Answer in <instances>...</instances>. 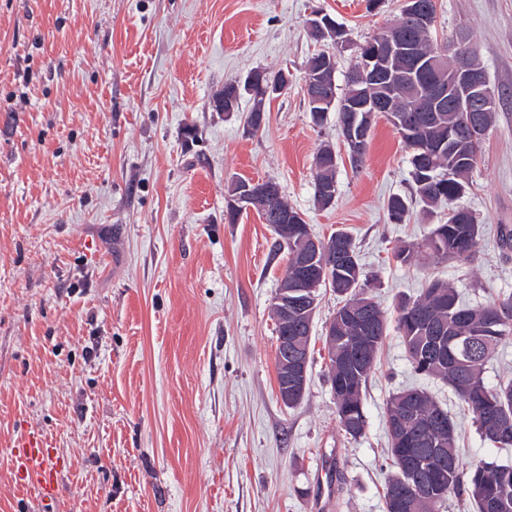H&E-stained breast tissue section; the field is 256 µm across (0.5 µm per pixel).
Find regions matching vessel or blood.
<instances>
[{
    "label": "vessel or blood",
    "mask_w": 512,
    "mask_h": 512,
    "mask_svg": "<svg viewBox=\"0 0 512 512\" xmlns=\"http://www.w3.org/2000/svg\"><path fill=\"white\" fill-rule=\"evenodd\" d=\"M11 462L16 484L32 491L43 512H50L65 472L53 449L38 433L28 432L17 438Z\"/></svg>",
    "instance_id": "vessel-or-blood-1"
}]
</instances>
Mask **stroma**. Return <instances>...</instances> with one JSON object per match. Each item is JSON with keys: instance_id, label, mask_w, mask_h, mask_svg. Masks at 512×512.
Returning a JSON list of instances; mask_svg holds the SVG:
<instances>
[{"instance_id": "35a3bbf8", "label": "stroma", "mask_w": 512, "mask_h": 512, "mask_svg": "<svg viewBox=\"0 0 512 512\" xmlns=\"http://www.w3.org/2000/svg\"><path fill=\"white\" fill-rule=\"evenodd\" d=\"M403 0H0V512H32L14 483L11 449L39 433L65 460L53 512H385V405L426 389L457 425L465 462L512 464L488 449L448 386L412 372L397 331L364 391L367 426L336 420L323 336L339 299L319 291L304 396H278L270 301L287 249L256 213L226 223L227 187L273 180L319 238L349 231L366 291L388 319L426 281L451 283L471 306L512 295V0H437L432 41L452 54L464 31L500 99L460 204L482 226L471 259L397 263L431 224L413 203L410 152L377 117L352 171L337 111L315 124L308 56L338 61L382 35ZM342 43L307 35L314 11ZM294 72L266 124L214 111L225 82L264 68ZM338 154L337 194L313 197L318 149Z\"/></svg>"}]
</instances>
